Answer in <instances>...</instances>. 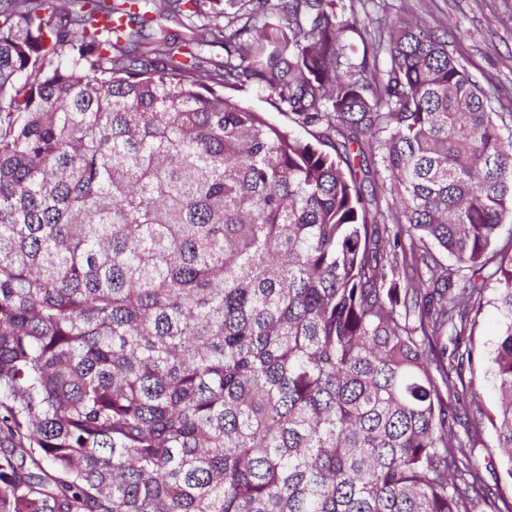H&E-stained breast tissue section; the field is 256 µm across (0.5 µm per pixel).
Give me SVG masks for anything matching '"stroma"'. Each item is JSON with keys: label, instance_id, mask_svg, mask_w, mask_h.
I'll return each mask as SVG.
<instances>
[{"label": "stroma", "instance_id": "stroma-1", "mask_svg": "<svg viewBox=\"0 0 512 512\" xmlns=\"http://www.w3.org/2000/svg\"><path fill=\"white\" fill-rule=\"evenodd\" d=\"M395 13L423 18L430 26L447 31L450 47L487 92L496 111L512 112V0H388ZM501 319L497 292L487 288L472 329L471 346L477 355L472 366L478 398L461 395L462 427H480L482 442L471 450L477 484L491 493L512 498L511 467L495 448L494 429L488 421L499 400L491 375Z\"/></svg>", "mask_w": 512, "mask_h": 512}]
</instances>
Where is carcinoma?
<instances>
[{
    "label": "carcinoma",
    "instance_id": "obj_1",
    "mask_svg": "<svg viewBox=\"0 0 512 512\" xmlns=\"http://www.w3.org/2000/svg\"><path fill=\"white\" fill-rule=\"evenodd\" d=\"M377 25L0 0V512H512L448 403L495 280L512 463V128L447 34Z\"/></svg>",
    "mask_w": 512,
    "mask_h": 512
}]
</instances>
